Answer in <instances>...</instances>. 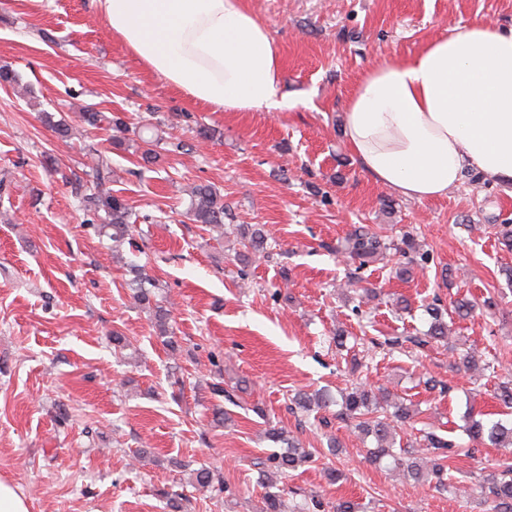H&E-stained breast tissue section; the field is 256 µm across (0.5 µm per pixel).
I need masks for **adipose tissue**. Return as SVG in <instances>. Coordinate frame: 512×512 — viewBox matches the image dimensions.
Listing matches in <instances>:
<instances>
[{
    "mask_svg": "<svg viewBox=\"0 0 512 512\" xmlns=\"http://www.w3.org/2000/svg\"><path fill=\"white\" fill-rule=\"evenodd\" d=\"M146 70L214 112L291 109L279 50L245 0H91ZM343 134L376 182L417 201L468 171L512 182V29L460 22L368 70Z\"/></svg>",
    "mask_w": 512,
    "mask_h": 512,
    "instance_id": "ef3b65f1",
    "label": "adipose tissue"
}]
</instances>
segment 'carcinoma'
I'll list each match as a JSON object with an SVG mask.
<instances>
[{
    "mask_svg": "<svg viewBox=\"0 0 512 512\" xmlns=\"http://www.w3.org/2000/svg\"><path fill=\"white\" fill-rule=\"evenodd\" d=\"M84 122L91 128L113 130L118 133L126 131L123 120L114 114L106 112H85L82 115ZM93 178L98 192L91 195L76 193L79 207L87 214L102 218L99 233L112 242V252L123 259L122 247L128 241L133 224L136 219L127 206L125 200L112 194L108 184L112 183L114 170L112 162L107 156L98 153L92 167ZM189 217L197 224H203L210 231L222 237L228 227L224 224V196L207 184H195L189 187ZM240 237V243L251 254L243 256L241 261L248 263L252 257L264 252L266 235L264 229L258 225H237L234 229ZM391 243L382 239L364 226L354 228L346 238L345 251L354 260L358 261L357 269L361 270L373 262L379 255L390 249ZM399 250L412 253L420 258V262L428 260L426 253L420 251V244L411 233L405 234L401 239ZM124 265L133 274L131 285L133 298L139 305L150 308L155 312V318L162 335H167L168 310L158 304L152 303L155 281L145 272V268L133 259L125 260ZM476 309V304L466 298H460L450 303L446 309L439 303L426 306L429 316V328L424 334L415 339V343L425 345L430 341L445 339L452 332V324L448 318L457 315L460 318L470 316ZM454 363L462 366L473 374H480L485 370L478 358L471 352L462 350L456 352ZM497 399L507 411L499 413L497 419H470L464 427V432L473 442L489 443L496 448L512 449V383L504 382L497 392ZM291 403L295 408L309 414L313 411L327 409L332 405L340 406L336 416L354 423V429L363 437L371 436L375 441L370 451L371 460L375 463L387 462L393 468L403 469L417 481L427 480V475L420 464L419 453L425 449L433 451L439 456H445L455 447L451 439H445L432 431L422 434V448L411 450L396 447L397 428L414 421L416 411L406 399L391 393L388 390H373L365 386L354 387L351 390L340 392V399H334L323 391L314 393L298 392ZM267 438L275 444L282 445L280 450L269 455L263 463L261 470V484L265 487L262 496L261 512H321L323 503L312 500L308 508L296 511L288 506L284 493L275 490L276 477L283 476L289 470H295L309 459V453L301 448L295 440L286 437L285 431L271 426L266 431ZM480 496L491 504V512H512V467L508 463L501 464V469L492 471L483 477L478 485Z\"/></svg>",
    "mask_w": 512,
    "mask_h": 512,
    "instance_id": "1",
    "label": "carcinoma"
}]
</instances>
